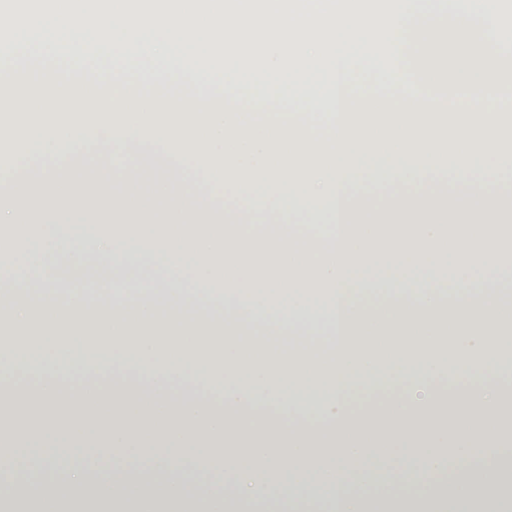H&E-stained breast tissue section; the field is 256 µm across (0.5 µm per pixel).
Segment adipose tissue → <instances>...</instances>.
<instances>
[{
	"instance_id": "ef3b65f1",
	"label": "adipose tissue",
	"mask_w": 512,
	"mask_h": 512,
	"mask_svg": "<svg viewBox=\"0 0 512 512\" xmlns=\"http://www.w3.org/2000/svg\"><path fill=\"white\" fill-rule=\"evenodd\" d=\"M159 262L168 284L133 298H90L73 276L93 254ZM501 251L371 254L296 259L241 249L86 244L68 273L18 257L0 242V315L14 334H38L34 359L0 353V374L39 375L36 390L0 387V416L31 413L26 432L0 429V467L25 469L28 490L0 480V512H234L273 500L282 484L338 496L337 512H512V498L475 501L496 487L498 466L477 467L487 449L512 447V409L501 392L460 385L433 398L436 354L453 339L456 364L494 371L512 335V289L497 287L511 263ZM191 276L195 287L176 283ZM389 286L378 289L380 281ZM326 317L331 340L299 326ZM147 378L106 381L114 361ZM81 365L79 385L60 372ZM220 388L211 403L170 386L188 368ZM399 394L379 412H352L348 394L381 380ZM325 386L317 429L257 415L294 406L299 387ZM209 489H189L188 470ZM374 488V500L348 493ZM427 488L421 498L406 483Z\"/></svg>"
}]
</instances>
